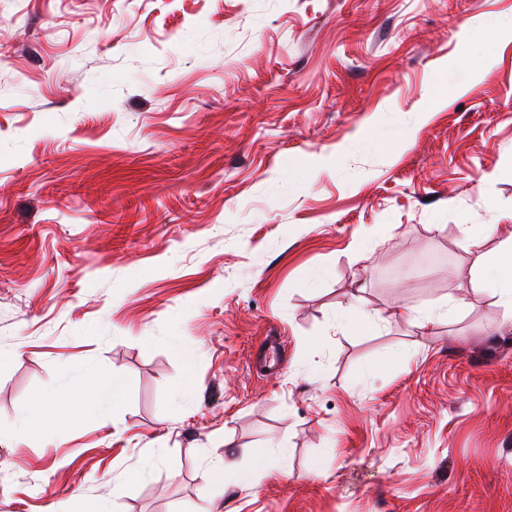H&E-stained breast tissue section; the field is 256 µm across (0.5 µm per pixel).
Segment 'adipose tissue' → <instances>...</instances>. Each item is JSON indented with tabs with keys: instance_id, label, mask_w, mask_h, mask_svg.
Wrapping results in <instances>:
<instances>
[{
	"instance_id": "obj_1",
	"label": "adipose tissue",
	"mask_w": 512,
	"mask_h": 512,
	"mask_svg": "<svg viewBox=\"0 0 512 512\" xmlns=\"http://www.w3.org/2000/svg\"><path fill=\"white\" fill-rule=\"evenodd\" d=\"M492 237L498 240L496 247L489 252L483 251L484 242ZM467 241L476 251L475 266L481 287L498 295L508 314L512 315V234L501 238L497 235L496 225L481 224L468 232ZM124 398L125 385L119 376L89 368L73 378L59 394L38 399L37 418L30 421L28 427L36 429L39 421L45 419L66 420L67 408L75 402L91 409H113Z\"/></svg>"
}]
</instances>
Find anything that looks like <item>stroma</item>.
Listing matches in <instances>:
<instances>
[{"label": "stroma", "instance_id": "obj_1", "mask_svg": "<svg viewBox=\"0 0 512 512\" xmlns=\"http://www.w3.org/2000/svg\"><path fill=\"white\" fill-rule=\"evenodd\" d=\"M508 19L0 0V512H512V318L463 233H512ZM84 365L123 404L22 434Z\"/></svg>", "mask_w": 512, "mask_h": 512}]
</instances>
